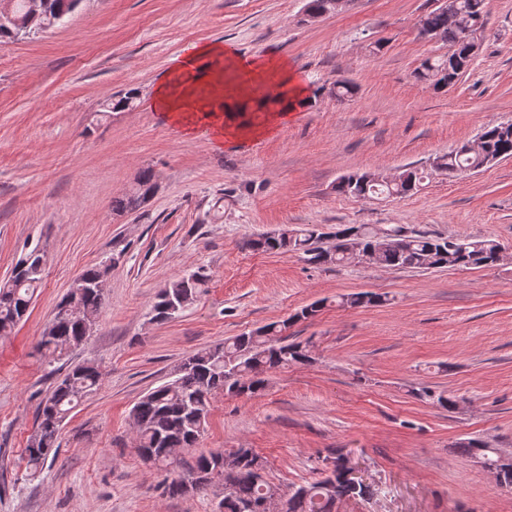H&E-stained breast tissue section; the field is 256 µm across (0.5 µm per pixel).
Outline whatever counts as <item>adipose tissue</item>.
<instances>
[{
	"label": "adipose tissue",
	"mask_w": 512,
	"mask_h": 512,
	"mask_svg": "<svg viewBox=\"0 0 512 512\" xmlns=\"http://www.w3.org/2000/svg\"><path fill=\"white\" fill-rule=\"evenodd\" d=\"M270 79L285 86L292 100L304 99L307 94L303 80L284 61H245L225 53L222 44H194L157 81L148 106L185 133L207 127L220 145L225 135L251 137L258 129L238 123L218 106L210 108V101L219 104L248 96L256 85Z\"/></svg>",
	"instance_id": "1"
}]
</instances>
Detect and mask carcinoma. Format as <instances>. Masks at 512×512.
<instances>
[{"label": "carcinoma", "instance_id": "1", "mask_svg": "<svg viewBox=\"0 0 512 512\" xmlns=\"http://www.w3.org/2000/svg\"><path fill=\"white\" fill-rule=\"evenodd\" d=\"M81 0H44L43 17L30 25V34L36 35L49 25L45 21L59 16L67 17ZM444 9L428 12L421 23L430 37L441 41L454 52L451 56L426 58L415 70L417 80L435 90L457 84L467 73L475 54L476 30L448 23V12L458 13L473 24L484 25L486 0H446ZM138 99L134 88L113 99L108 108L117 111L131 109ZM512 156V121L489 124L481 132L478 150L467 152L458 147L435 157L432 168L446 173L479 170L498 160ZM422 176L408 167L385 183H371L366 175L354 173L340 177L336 192L355 199H372L379 195L405 197L417 192ZM157 183L152 170H143L131 193L115 202L121 211H133L147 202L156 192ZM344 238L339 244L324 245L319 226L304 224L280 234H263L251 238L245 245L254 251L295 252L314 265H340L353 261L348 254L345 238L358 232L363 248L390 239L403 243L402 250L384 247L375 250V265L396 269H431L451 267H489L494 265L493 254L500 244L492 239L443 237L416 228L390 225L376 228L370 224H343L337 227ZM41 249L37 246L24 252L15 263V273L0 284V336H8L29 311L33 296L42 283ZM208 275L203 270L179 275L170 280L156 294L152 305V319L166 322L176 317L170 308L176 305L187 309L204 292ZM105 289L88 288L78 298L80 312L76 316L56 313L39 343V350L60 359L82 345L103 307ZM385 297L373 293H356L340 297L342 307L379 305ZM324 307L316 301L296 315L281 322L271 323L201 349L183 360L173 379L149 390L131 410L133 429L138 442V454L147 464L169 470L174 477L161 484L162 494L186 495L202 489L193 484L200 471L212 479L231 484L230 491L220 502V512H257V506L268 497L284 500L285 512H336V505L348 497L343 480V455L328 456L333 469L323 466L320 477L313 483L291 492L256 479L254 470H265L266 459L251 448L201 453L185 473L179 471L180 461L173 459L172 448L197 447L210 410V399L222 391L233 395H253L265 387L264 374L294 363L310 361L308 349L300 342L289 341L288 328L297 320L312 318ZM101 384V372L93 363L77 364L63 377L57 378L37 407L35 427L24 453L31 470L38 471L57 453V438L63 422L80 402L95 393ZM462 455L482 456L494 466L502 478V486L512 487V460L504 458L497 449L478 439L461 444Z\"/></svg>", "mask_w": 512, "mask_h": 512}]
</instances>
